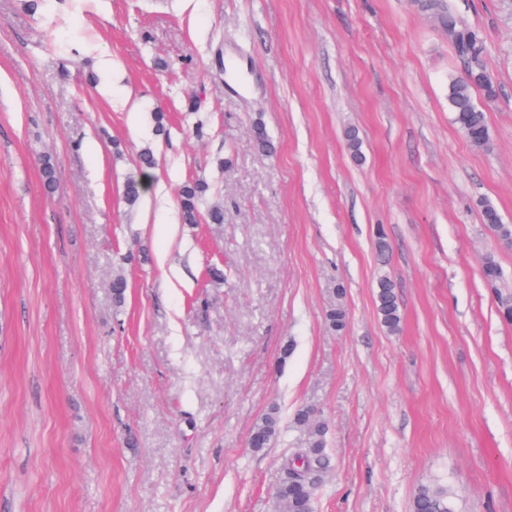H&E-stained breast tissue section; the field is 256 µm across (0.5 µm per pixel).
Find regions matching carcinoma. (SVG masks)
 <instances>
[{"instance_id": "1", "label": "carcinoma", "mask_w": 512, "mask_h": 512, "mask_svg": "<svg viewBox=\"0 0 512 512\" xmlns=\"http://www.w3.org/2000/svg\"><path fill=\"white\" fill-rule=\"evenodd\" d=\"M422 11L430 14L438 27L448 36V42L456 54L468 64L465 74L448 80V106L454 123L469 142L484 146L490 140L485 112L474 102L473 93L480 90L488 97L495 96L493 78L484 66L473 68L469 60L481 56V38L453 13L446 0H416ZM154 155L145 150L140 154L139 172L127 179L124 199L134 206L145 192L152 179ZM206 186L201 182L188 183L179 192L182 218L186 224H196L207 211L211 224L224 223V209L219 205L204 208ZM482 218L491 233L504 245L512 247V224L501 222L500 215L490 203L482 205ZM482 276L494 289L501 316L512 321V291L501 290L498 284L504 273L500 265L491 257L486 258ZM378 311L382 323L391 332L399 328L401 316L394 286L387 279L380 280L376 293ZM314 410L304 409L297 414V423L306 427L307 437L299 448L285 457L281 464L282 479L273 492L275 512H314L315 489L322 477L332 469V450L328 448L327 429L319 421L313 420ZM280 433V419L277 408L270 409L252 427L249 445L256 453L270 447ZM455 493L441 484L420 486L414 494L411 512H456Z\"/></svg>"}]
</instances>
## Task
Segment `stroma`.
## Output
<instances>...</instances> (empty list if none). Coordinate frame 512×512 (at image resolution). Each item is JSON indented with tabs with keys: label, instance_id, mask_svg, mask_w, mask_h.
Returning <instances> with one entry per match:
<instances>
[{
	"label": "stroma",
	"instance_id": "1",
	"mask_svg": "<svg viewBox=\"0 0 512 512\" xmlns=\"http://www.w3.org/2000/svg\"><path fill=\"white\" fill-rule=\"evenodd\" d=\"M447 2L495 81L484 147L413 0H0V512H273L306 406L333 455L315 512H411L431 482L512 512V324L481 274L512 289L482 220L512 224V0ZM195 180L223 223H183ZM154 165L153 153L150 150L143 151L139 158L138 174L129 177L125 183L124 199L129 206H134L145 192L153 177L151 171ZM482 276L487 284L494 290L501 316L512 321V291L497 288L503 280L504 273L500 265L492 258H486L482 267ZM376 301L382 323L390 332H396L399 328L401 316L398 298L390 280H380ZM279 433L280 419L277 408L274 407L253 425L249 445L254 452H263L277 440Z\"/></svg>",
	"mask_w": 512,
	"mask_h": 512
}]
</instances>
